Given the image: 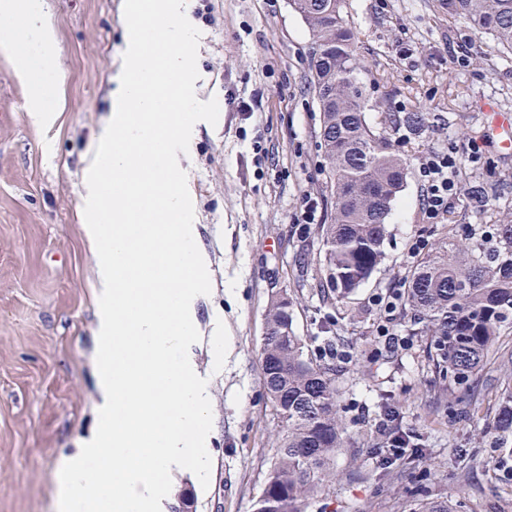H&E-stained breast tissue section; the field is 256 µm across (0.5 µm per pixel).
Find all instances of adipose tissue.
<instances>
[{"instance_id":"ef3b65f1","label":"adipose tissue","mask_w":512,"mask_h":512,"mask_svg":"<svg viewBox=\"0 0 512 512\" xmlns=\"http://www.w3.org/2000/svg\"><path fill=\"white\" fill-rule=\"evenodd\" d=\"M0 44L11 50L16 74L30 90L28 110L34 122L53 124L57 111L48 100L59 82L58 40L41 0H0Z\"/></svg>"}]
</instances>
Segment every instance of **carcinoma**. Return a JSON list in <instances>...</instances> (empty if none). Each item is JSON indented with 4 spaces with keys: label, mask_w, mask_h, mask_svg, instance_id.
Masks as SVG:
<instances>
[{
    "label": "carcinoma",
    "mask_w": 512,
    "mask_h": 512,
    "mask_svg": "<svg viewBox=\"0 0 512 512\" xmlns=\"http://www.w3.org/2000/svg\"><path fill=\"white\" fill-rule=\"evenodd\" d=\"M448 18L465 22L512 51V0H441ZM312 43L311 85L321 112L320 137L330 188L329 223L323 225L327 295L343 297L363 286L383 260L386 224L406 178L407 159L395 149L398 126L419 136L437 117L407 112L394 126L366 120L355 34L344 18L346 0H290ZM496 247L471 241L416 260L405 301L413 323L431 337L428 360L459 405L478 391L475 375L498 353L512 326V220L492 224ZM285 295L271 299L263 338V385L283 429L256 512H308L330 461L346 443L337 415L336 378L306 354ZM492 429L512 433V375L499 386ZM378 448L410 444L397 418L374 436Z\"/></svg>",
    "instance_id": "1"
}]
</instances>
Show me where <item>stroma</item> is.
I'll use <instances>...</instances> for the list:
<instances>
[{"label":"stroma","instance_id":"stroma-1","mask_svg":"<svg viewBox=\"0 0 512 512\" xmlns=\"http://www.w3.org/2000/svg\"><path fill=\"white\" fill-rule=\"evenodd\" d=\"M42 2L60 47L51 129L32 123L28 88L15 76L11 51L0 47V512H57V463L96 417L95 267L77 204L110 115L122 0ZM346 12L372 105L368 122L405 112L438 120L417 138L397 131L407 174L387 221L385 258L348 298L326 302L320 253L330 199L308 28L289 0H193L189 20L201 33L196 96L217 99L223 114L221 124H197L181 159L211 270V292L196 303L200 339L189 354L209 380L212 465L205 488L192 472H173L161 512H172L179 493L193 497L195 512H255L282 436L260 354L277 292L293 303V327L309 357L320 359L327 343L339 351L329 366L346 444L308 512H410L418 500L447 496L461 501L460 512H512V441L491 447L480 426L495 408L499 361L479 372L478 400L470 417H459L433 384L429 337L409 335L410 314L401 310L395 325L407 341L386 348L375 336L373 305L404 281L415 240L428 252L468 238L495 248L484 231L512 216V155L493 134L489 109L512 112V52L449 20L439 0H347ZM464 140L483 152V163L460 166L464 189L482 203L462 199L445 223H429L420 159ZM306 194L318 202L313 224L301 216ZM229 278L236 281L230 292ZM219 321L233 344L221 369L211 357ZM385 406L424 456L394 461L383 474L363 436Z\"/></svg>","mask_w":512,"mask_h":512}]
</instances>
